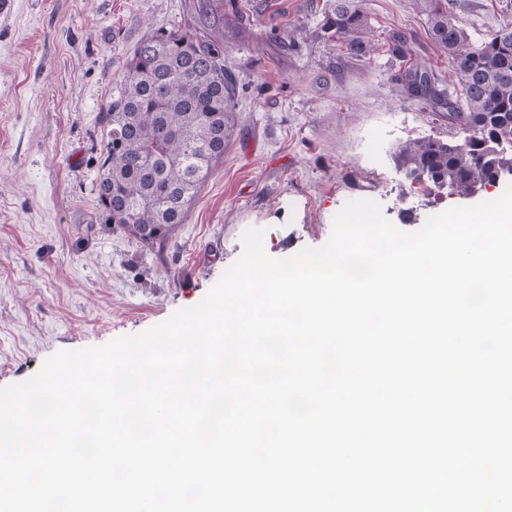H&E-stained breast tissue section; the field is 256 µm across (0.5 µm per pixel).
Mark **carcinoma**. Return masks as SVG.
<instances>
[{
  "label": "carcinoma",
  "instance_id": "cac0c4a2",
  "mask_svg": "<svg viewBox=\"0 0 512 512\" xmlns=\"http://www.w3.org/2000/svg\"><path fill=\"white\" fill-rule=\"evenodd\" d=\"M365 0H330L321 30L348 53L375 51ZM237 0H191L193 25L155 31L134 49L123 89L102 117L106 151L97 201L114 228L146 244L165 240L196 200L211 167L224 158L234 126L236 80L224 68V41L244 33ZM430 39L448 56L460 91L440 89L427 63L400 78L408 93L448 109V139L409 140L394 152L405 179L444 182L461 198L475 185L512 174V21L474 43L440 0H416Z\"/></svg>",
  "mask_w": 512,
  "mask_h": 512
}]
</instances>
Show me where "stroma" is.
Listing matches in <instances>:
<instances>
[{
    "mask_svg": "<svg viewBox=\"0 0 512 512\" xmlns=\"http://www.w3.org/2000/svg\"><path fill=\"white\" fill-rule=\"evenodd\" d=\"M261 21L302 30L297 46L271 39L256 54L225 42L235 75V127L185 223L148 246L104 221L94 180L105 153L101 117L149 33L189 21L188 0H16L0 13V387L35 375L62 350L139 334L200 302L264 231L267 253L288 258L324 245L352 200L378 202L400 230L429 215L498 199L512 176L470 198L406 180L394 151L447 138L448 113L408 96L392 45L451 81L414 0H367L369 58L323 36L327 0H262ZM472 41L512 15V0H454Z\"/></svg>",
    "mask_w": 512,
    "mask_h": 512,
    "instance_id": "1",
    "label": "stroma"
}]
</instances>
